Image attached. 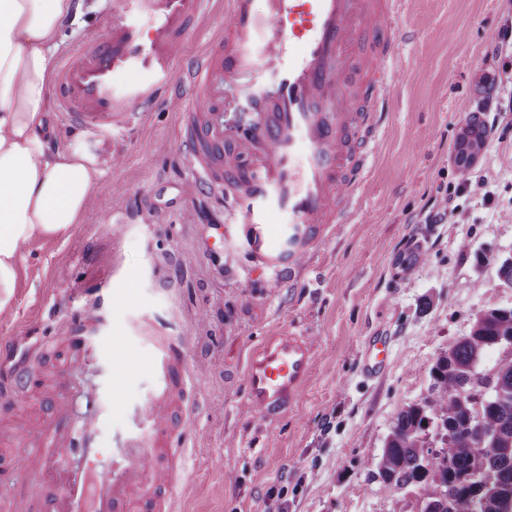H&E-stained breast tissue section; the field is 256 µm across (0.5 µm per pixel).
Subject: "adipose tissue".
Here are the masks:
<instances>
[{
    "mask_svg": "<svg viewBox=\"0 0 512 512\" xmlns=\"http://www.w3.org/2000/svg\"><path fill=\"white\" fill-rule=\"evenodd\" d=\"M72 0H0V315H9L24 248L82 223L98 172L47 137L48 88Z\"/></svg>",
    "mask_w": 512,
    "mask_h": 512,
    "instance_id": "adipose-tissue-1",
    "label": "adipose tissue"
}]
</instances>
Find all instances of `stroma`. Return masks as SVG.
Instances as JSON below:
<instances>
[{
    "label": "stroma",
    "instance_id": "35a3bbf8",
    "mask_svg": "<svg viewBox=\"0 0 512 512\" xmlns=\"http://www.w3.org/2000/svg\"><path fill=\"white\" fill-rule=\"evenodd\" d=\"M112 0H74L56 62L97 34ZM512 0H404L397 65L403 81L378 125L359 209L336 225L295 276L255 268L221 197H184L181 113L157 103L105 138L63 126L49 113L53 146L100 168L82 223L26 250L13 313L0 318V372H9L74 317L103 308L115 346L147 360L144 327L184 340L196 412L175 472L180 512H420L412 486L385 481L377 465L398 415L429 398L430 369L477 317L512 308L500 274L512 260V56L492 58ZM489 76L510 94L470 174L485 191L458 198L449 224L425 210L456 183L458 134ZM224 227L215 241L210 227ZM294 329L317 346L313 375L292 414L255 416L243 371L268 333ZM391 341L380 373L364 371L373 336Z\"/></svg>",
    "mask_w": 512,
    "mask_h": 512
}]
</instances>
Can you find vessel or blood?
<instances>
[{
  "label": "vessel or blood",
  "instance_id": "vessel-or-blood-1",
  "mask_svg": "<svg viewBox=\"0 0 512 512\" xmlns=\"http://www.w3.org/2000/svg\"><path fill=\"white\" fill-rule=\"evenodd\" d=\"M401 0H229L224 31L186 67H178L206 0H112V14L81 54L67 58L55 81L67 127L97 135L127 126L165 101L186 120L184 195L222 193L242 208L248 253L264 266L296 274L310 251L354 210L352 186L364 180L361 109L385 110L396 87L395 36ZM134 82H126V75ZM274 210L287 231L264 220ZM93 314L69 324L65 358L43 391L45 409L9 438L6 468L14 482L40 467L50 473L43 512H174L167 497L181 461L175 409L184 407L189 370L180 338L151 336L148 400L125 410L119 392L97 386L62 392L94 371L107 342L90 335ZM46 345L0 386V417L18 416L35 386ZM388 344L373 340L367 374L385 364ZM316 357L309 336L265 337L250 355L248 403L272 421L297 405ZM125 430L105 434L112 412Z\"/></svg>",
  "mask_w": 512,
  "mask_h": 512
}]
</instances>
